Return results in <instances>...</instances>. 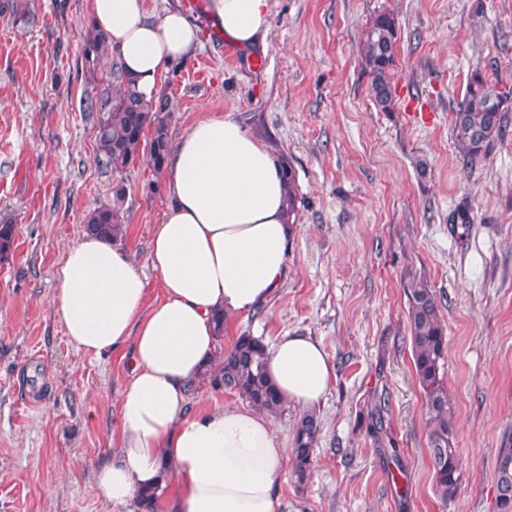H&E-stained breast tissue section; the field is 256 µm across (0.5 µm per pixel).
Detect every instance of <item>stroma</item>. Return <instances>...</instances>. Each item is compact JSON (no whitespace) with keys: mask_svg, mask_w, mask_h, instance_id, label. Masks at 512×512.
<instances>
[{"mask_svg":"<svg viewBox=\"0 0 512 512\" xmlns=\"http://www.w3.org/2000/svg\"><path fill=\"white\" fill-rule=\"evenodd\" d=\"M189 0H150L158 10ZM88 0H0V222L14 250L0 261V512H113L97 469L111 458L128 349L96 357L71 343L53 297L84 216L123 181L126 248L146 305L164 296L150 262L170 200L164 174L140 159L123 177L97 163L83 100L108 78L84 67ZM399 23L393 111H379L358 53L370 18ZM193 59L166 72L169 138L203 115L234 110L295 169L299 231L284 283L266 305L225 326L224 353L248 333L312 337L335 373L316 408L311 475L285 467L279 512H497L496 461L512 444V109L474 168L454 140L453 113L471 71L512 88V0H270L266 49L226 55L205 12ZM429 112L413 118L414 109ZM426 160V174L415 163ZM470 198L469 224L449 213ZM423 279L447 328L443 381L461 485L442 500L429 463L426 401L416 379L404 284ZM388 402L400 466L360 425Z\"/></svg>","mask_w":512,"mask_h":512,"instance_id":"stroma-1","label":"stroma"}]
</instances>
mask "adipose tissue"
<instances>
[{
  "mask_svg": "<svg viewBox=\"0 0 512 512\" xmlns=\"http://www.w3.org/2000/svg\"><path fill=\"white\" fill-rule=\"evenodd\" d=\"M144 98L164 73L189 61L201 43L183 11L154 12L148 0H89ZM225 40L266 47L269 0H208ZM172 204L151 241L164 297L146 306V288L125 249L87 235L67 247L53 298L70 342L100 356L131 346L133 378L120 403L121 433L97 472L101 499L124 512L147 489L172 483L163 512H279L277 483L288 461L267 412L216 408L190 414L188 388L212 361L214 317L254 311L282 288L294 225L276 149L234 112L198 119L167 163ZM266 372L286 403L310 409L334 373L311 337L282 336L267 350Z\"/></svg>",
  "mask_w": 512,
  "mask_h": 512,
  "instance_id": "obj_1",
  "label": "adipose tissue"
}]
</instances>
